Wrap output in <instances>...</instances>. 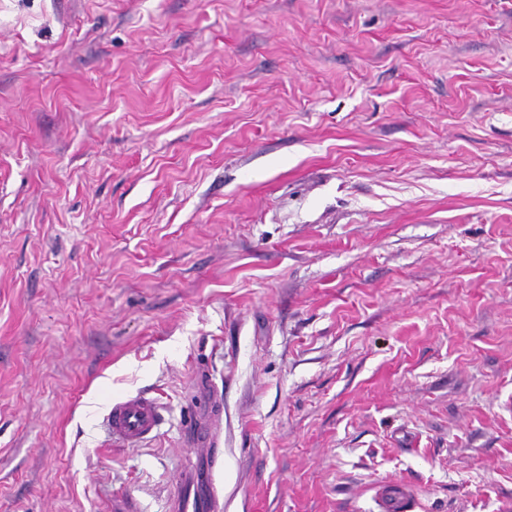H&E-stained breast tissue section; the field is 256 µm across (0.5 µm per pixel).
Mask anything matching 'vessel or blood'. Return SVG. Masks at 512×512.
<instances>
[{
  "label": "vessel or blood",
  "instance_id": "obj_1",
  "mask_svg": "<svg viewBox=\"0 0 512 512\" xmlns=\"http://www.w3.org/2000/svg\"><path fill=\"white\" fill-rule=\"evenodd\" d=\"M183 418L185 431L193 444H212L213 435L207 415L198 413L196 407L185 408ZM163 423L160 408L152 399L132 396L113 401L104 419V432L108 443L128 447L156 433ZM215 455L196 459L183 468L176 492L173 494L169 512H224L215 480ZM381 512H409L413 498L409 489L399 483L383 485L378 492Z\"/></svg>",
  "mask_w": 512,
  "mask_h": 512
}]
</instances>
